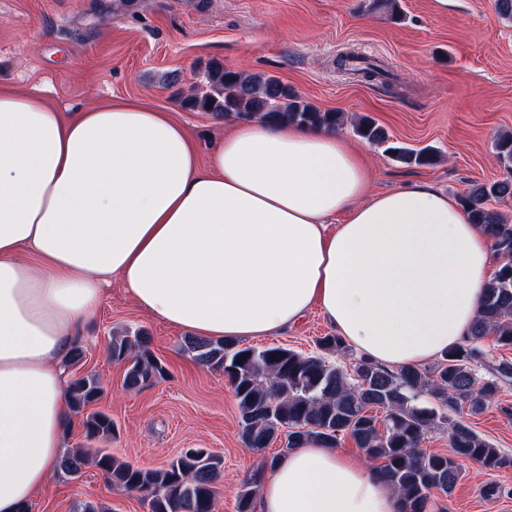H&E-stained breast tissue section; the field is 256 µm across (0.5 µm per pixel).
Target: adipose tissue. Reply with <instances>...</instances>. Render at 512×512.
Segmentation results:
<instances>
[{
  "label": "adipose tissue",
  "mask_w": 512,
  "mask_h": 512,
  "mask_svg": "<svg viewBox=\"0 0 512 512\" xmlns=\"http://www.w3.org/2000/svg\"><path fill=\"white\" fill-rule=\"evenodd\" d=\"M336 132L237 123L200 164L168 112L62 113L0 85V512L43 493L73 412L64 363L119 277L153 316L212 340L267 336L319 306L392 368L461 342L491 282L489 240L427 183L375 194ZM361 457L317 440L262 483L257 512H402Z\"/></svg>",
  "instance_id": "adipose-tissue-1"
}]
</instances>
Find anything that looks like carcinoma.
Listing matches in <instances>:
<instances>
[{
	"label": "carcinoma",
	"instance_id": "cac0c4a2",
	"mask_svg": "<svg viewBox=\"0 0 512 512\" xmlns=\"http://www.w3.org/2000/svg\"><path fill=\"white\" fill-rule=\"evenodd\" d=\"M367 13L396 12L397 0H364ZM359 58L342 54L336 65L365 79L384 71L374 63L357 66ZM190 111H212L240 122L259 119L268 123L336 130L344 123L339 112L321 111L302 100L279 79L266 74H246L212 63L205 86L179 98ZM356 134L386 151L397 161L430 166L437 155L389 145L388 132L372 119L355 122ZM501 164L512 166V136L496 143ZM492 201L512 202V178L475 182L462 197L469 221L479 224L495 252L504 258L485 289L480 314L462 342L442 355L429 369H391L364 356L350 367L332 362L327 355L346 350L341 337L318 340L321 353L303 355L283 346H242L234 341L186 338V350L200 366L224 372L237 402L243 443L261 451L281 441V455L309 438L335 448L340 439H353L368 458L382 461L379 472L404 500L403 512H426L430 497L451 494L460 478L459 461L473 462L486 471L512 467V456L474 430L466 416L481 413L512 382V360L506 356L491 363L484 339L495 336L498 347L512 349V218L488 207ZM143 332L112 337V360L126 364L124 383L130 389L150 385L165 373L161 360ZM485 374H480V371ZM99 379L92 374L70 379L67 395L75 413L98 401ZM82 426L90 439H110L112 417L104 411L86 412ZM440 428L448 434L451 455L422 448L426 434ZM277 457L266 459L246 479L237 496V512H256L259 486L265 469ZM94 465L113 485L137 493L148 512H213L224 468L222 456L208 449L195 454L180 452L163 469L121 462L108 448H76L65 453L57 472L75 478Z\"/></svg>",
	"mask_w": 512,
	"mask_h": 512
}]
</instances>
